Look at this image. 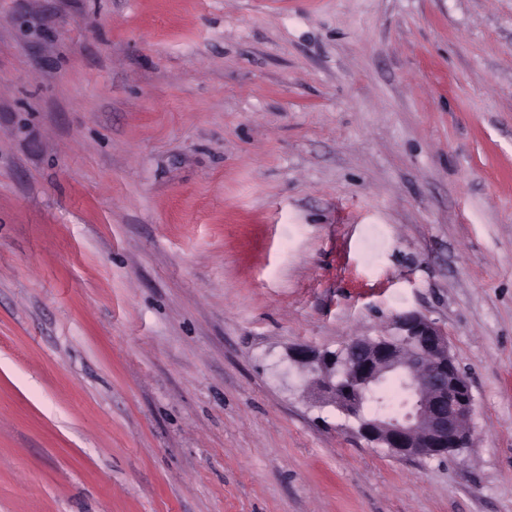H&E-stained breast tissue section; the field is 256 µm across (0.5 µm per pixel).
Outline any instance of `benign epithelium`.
<instances>
[{
  "mask_svg": "<svg viewBox=\"0 0 512 512\" xmlns=\"http://www.w3.org/2000/svg\"><path fill=\"white\" fill-rule=\"evenodd\" d=\"M295 361L309 366L319 397L393 455L441 458L469 445L471 384L450 353L448 333L416 313L398 316L388 335L355 337L337 352L303 349ZM391 377L401 381L407 411L399 417L369 413L368 398Z\"/></svg>",
  "mask_w": 512,
  "mask_h": 512,
  "instance_id": "7a95c632",
  "label": "benign epithelium"
}]
</instances>
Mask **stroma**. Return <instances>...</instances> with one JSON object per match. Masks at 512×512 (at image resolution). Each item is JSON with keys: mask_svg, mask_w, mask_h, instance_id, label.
<instances>
[{"mask_svg": "<svg viewBox=\"0 0 512 512\" xmlns=\"http://www.w3.org/2000/svg\"><path fill=\"white\" fill-rule=\"evenodd\" d=\"M404 312L444 459L292 360ZM0 512H512V0H0Z\"/></svg>", "mask_w": 512, "mask_h": 512, "instance_id": "35a3bbf8", "label": "stroma"}]
</instances>
